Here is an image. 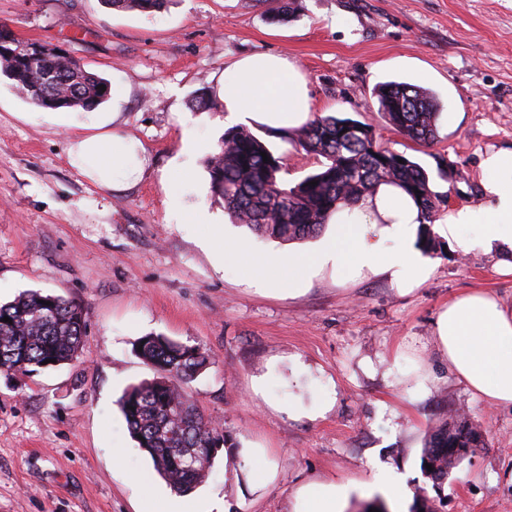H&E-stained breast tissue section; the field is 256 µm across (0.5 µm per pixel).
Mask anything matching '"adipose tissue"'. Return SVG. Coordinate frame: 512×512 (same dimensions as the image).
Listing matches in <instances>:
<instances>
[{"instance_id": "ef3b65f1", "label": "adipose tissue", "mask_w": 512, "mask_h": 512, "mask_svg": "<svg viewBox=\"0 0 512 512\" xmlns=\"http://www.w3.org/2000/svg\"><path fill=\"white\" fill-rule=\"evenodd\" d=\"M217 96L225 112L277 129L295 128L311 118L307 82L285 57L257 53L236 60L220 82ZM51 120L74 127L67 150L70 166L95 187L117 191L139 182L147 158L139 141L120 130L121 115L55 112ZM482 166L492 172L483 186L481 205L450 212L445 222L449 239L462 250L494 244L512 245V148L488 153ZM336 226L328 238L306 257L273 256L253 267L257 286H266L270 264L287 267L290 278L281 283L289 294L300 291L298 269L308 277L331 270L337 277L383 278L411 293L424 285L433 265L415 247L420 222L418 205L398 187L378 186L354 207L330 218ZM399 239L404 253L386 255L383 245ZM438 350L449 368L488 405L512 404V307L486 291L473 290L451 299L434 322ZM349 487L310 480L293 494V512H343Z\"/></svg>"}]
</instances>
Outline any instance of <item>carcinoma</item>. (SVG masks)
I'll use <instances>...</instances> for the list:
<instances>
[{
	"instance_id": "1",
	"label": "carcinoma",
	"mask_w": 512,
	"mask_h": 512,
	"mask_svg": "<svg viewBox=\"0 0 512 512\" xmlns=\"http://www.w3.org/2000/svg\"><path fill=\"white\" fill-rule=\"evenodd\" d=\"M104 2L116 10L153 13L168 0ZM17 50L10 45L0 51V72L36 108L88 110L109 99V81L74 56L55 58L47 66L25 61ZM101 85L106 90H100ZM375 94L378 111L405 139L419 145L435 140L441 104L434 93L390 81L379 85ZM373 142V131L365 123L333 115L316 117L299 131L298 143L323 158L321 167L290 183L281 176L280 160L264 141L247 130L232 129L206 160L211 192L235 223L281 242L318 237L330 215L358 203L382 183L402 188L416 201L422 225L434 223L437 196L427 171L398 152L373 150ZM312 181L317 185H310ZM6 316L10 321H3ZM85 325L84 308L72 300L37 290L20 293L0 305V372L26 375L73 360L83 348ZM136 346L142 347L139 356L152 367L154 377L125 391L121 411L131 437L149 455L156 473L174 491L189 494L203 481L217 449L227 445L224 427L207 419L182 390L211 364L210 355L160 335L143 336ZM483 441V434L465 415L444 419L425 442L424 477L432 486H441L461 459L454 449L475 448ZM205 448L212 454L203 463L183 469L181 454H197Z\"/></svg>"
}]
</instances>
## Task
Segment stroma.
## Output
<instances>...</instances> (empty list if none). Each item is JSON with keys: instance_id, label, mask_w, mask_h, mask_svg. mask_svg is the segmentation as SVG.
Here are the masks:
<instances>
[{"instance_id": "1", "label": "stroma", "mask_w": 512, "mask_h": 512, "mask_svg": "<svg viewBox=\"0 0 512 512\" xmlns=\"http://www.w3.org/2000/svg\"><path fill=\"white\" fill-rule=\"evenodd\" d=\"M0 27L20 40L67 44L111 84L101 113L143 144L149 165L124 192L98 189L69 165L72 129L46 122L0 75V303L26 290L60 295L86 312L73 361L27 376L0 372V512H163L173 490L155 479L118 400L152 378L137 355L148 334L200 347L211 365L185 390L230 442L266 448L277 481L250 488L216 454L190 500L228 512H289L310 479L350 484L345 512L384 499L410 512L426 487L438 512H512V405L488 406L443 363L433 334L439 311L481 289L512 306L500 251L462 252L441 235L449 212L482 203L486 153L512 148V0H301L287 21L260 0H168L154 13L116 11L102 0H0ZM254 53L288 58L305 75L316 116L371 125L381 145L417 161L438 195L426 257L431 279L404 294L381 278L314 277L291 298L256 287L249 267L280 253H310L318 240L281 243L234 224L210 192L205 161L231 124L215 96L224 71ZM400 81L431 89L448 123L427 147L402 137L378 110L374 87ZM191 123L203 151H182ZM243 129L280 157L284 178L316 172L298 131L253 121ZM179 164L187 177L171 208L159 184ZM205 212L248 252L218 263L200 239ZM262 379L264 397L251 389ZM332 400L324 416L316 411ZM461 412L485 434L441 489L421 472L426 439ZM385 471L395 497L374 482Z\"/></svg>"}]
</instances>
